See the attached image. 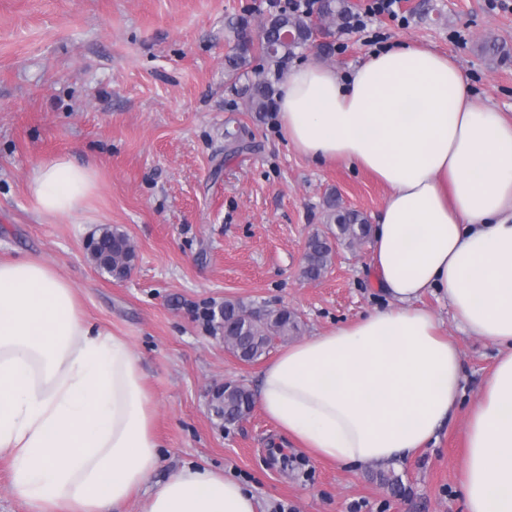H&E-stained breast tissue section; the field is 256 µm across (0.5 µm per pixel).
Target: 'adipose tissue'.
Here are the masks:
<instances>
[{
  "label": "adipose tissue",
  "mask_w": 512,
  "mask_h": 512,
  "mask_svg": "<svg viewBox=\"0 0 512 512\" xmlns=\"http://www.w3.org/2000/svg\"><path fill=\"white\" fill-rule=\"evenodd\" d=\"M289 144L375 175L389 194L371 267L389 300L284 350L257 401L280 433L342 465L412 460L463 396L461 360L424 296L499 348L469 412L466 512H512V117L474 97L447 54L403 45L339 76L307 62L277 98ZM94 171L40 161L26 193L43 219L85 212ZM153 398L127 340L90 323L49 264L0 260V455L28 512H124L160 466ZM140 512H257L223 471L186 467Z\"/></svg>",
  "instance_id": "obj_1"
}]
</instances>
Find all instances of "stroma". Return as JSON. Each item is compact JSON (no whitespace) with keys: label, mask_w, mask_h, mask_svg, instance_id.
<instances>
[{"label":"stroma","mask_w":512,"mask_h":512,"mask_svg":"<svg viewBox=\"0 0 512 512\" xmlns=\"http://www.w3.org/2000/svg\"><path fill=\"white\" fill-rule=\"evenodd\" d=\"M270 0H0V259L34 256L75 289L85 316L124 337L154 397L161 464L152 482L187 464L245 484L259 512H466L461 462L469 410L491 374L493 344L464 334L447 305L424 303L459 350L465 393L436 445L398 466L362 468L313 458L253 407L224 428L207 391L230 380L256 389L263 361L226 351L203 317L224 301L288 306L299 338L384 308L368 244L339 247L315 280L302 276L308 239L327 231L325 200L367 217L387 186L361 170L316 162L289 145L274 112L249 109L254 69L230 73L239 30L258 37ZM407 17L335 32L295 63L348 75L387 46H427L456 59L483 103L512 114V9L489 0H401ZM248 151L234 152L235 143ZM64 155L92 168L97 189L82 223L37 217L28 176ZM137 244L127 278L102 274L87 242L101 228ZM394 474L381 484L379 471Z\"/></svg>","instance_id":"obj_1"}]
</instances>
